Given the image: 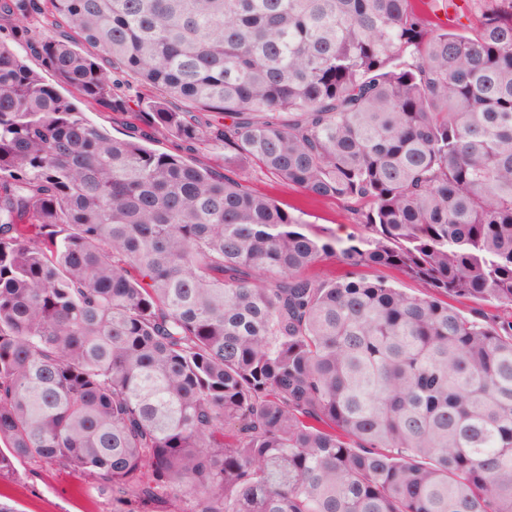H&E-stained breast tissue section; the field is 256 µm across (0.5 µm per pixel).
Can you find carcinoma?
<instances>
[{
  "label": "carcinoma",
  "mask_w": 512,
  "mask_h": 512,
  "mask_svg": "<svg viewBox=\"0 0 512 512\" xmlns=\"http://www.w3.org/2000/svg\"><path fill=\"white\" fill-rule=\"evenodd\" d=\"M428 6L0 0L1 479L61 466L112 512H512V0ZM121 72L222 169L91 124L76 100L135 112ZM250 171L361 232L309 233ZM360 273L370 279L375 277L385 278L409 294H418L424 291L417 282L406 278L400 272L392 268L364 267L360 270Z\"/></svg>",
  "instance_id": "1"
}]
</instances>
